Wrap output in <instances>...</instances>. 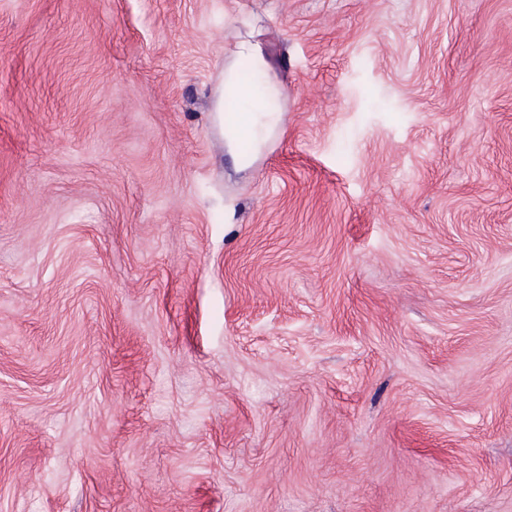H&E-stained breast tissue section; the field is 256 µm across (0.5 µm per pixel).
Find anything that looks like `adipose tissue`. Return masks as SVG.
I'll use <instances>...</instances> for the list:
<instances>
[{
	"instance_id": "1",
	"label": "adipose tissue",
	"mask_w": 512,
	"mask_h": 512,
	"mask_svg": "<svg viewBox=\"0 0 512 512\" xmlns=\"http://www.w3.org/2000/svg\"><path fill=\"white\" fill-rule=\"evenodd\" d=\"M249 62L258 73L254 83L238 79L237 68ZM286 88L261 45L250 36H240L224 51V67L211 90L212 110L216 121L224 125V147L237 169L252 166L270 136L283 123L282 100ZM234 98L239 105L232 119L224 117V103ZM248 143L250 152H242L241 143Z\"/></svg>"
}]
</instances>
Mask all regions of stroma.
Segmentation results:
<instances>
[{
	"label": "stroma",
	"instance_id": "35a3bbf8",
	"mask_svg": "<svg viewBox=\"0 0 512 512\" xmlns=\"http://www.w3.org/2000/svg\"><path fill=\"white\" fill-rule=\"evenodd\" d=\"M0 512H512V0H0ZM249 62L259 74L256 83H243L252 79ZM239 77V79H238ZM243 82H240V81ZM286 88L269 56L251 36L239 35L230 48L224 50V67L211 90L212 112L220 126H224V148L235 162L237 170L252 166L262 152L270 136L282 130V100ZM228 97L233 99L226 101ZM224 101L225 104H224ZM234 112V116L224 124L223 112ZM246 141L251 152L244 153L240 144Z\"/></svg>",
	"mask_w": 512,
	"mask_h": 512
}]
</instances>
